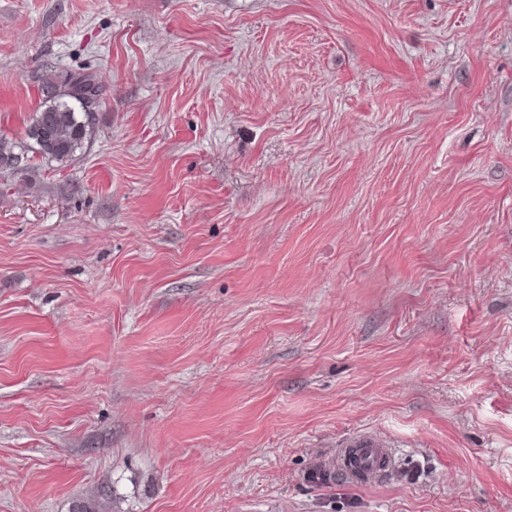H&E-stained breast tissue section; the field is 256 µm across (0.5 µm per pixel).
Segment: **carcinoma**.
I'll list each match as a JSON object with an SVG mask.
<instances>
[{"label": "carcinoma", "mask_w": 512, "mask_h": 512, "mask_svg": "<svg viewBox=\"0 0 512 512\" xmlns=\"http://www.w3.org/2000/svg\"><path fill=\"white\" fill-rule=\"evenodd\" d=\"M103 94V85L89 73L45 78L26 142L0 137V173L28 171L33 154L59 168L70 166L94 138V108Z\"/></svg>", "instance_id": "1"}]
</instances>
